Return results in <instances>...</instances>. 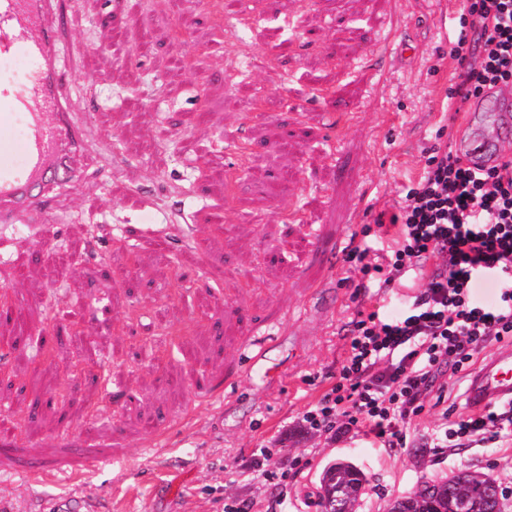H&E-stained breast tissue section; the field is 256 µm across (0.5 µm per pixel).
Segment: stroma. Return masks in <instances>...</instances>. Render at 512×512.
Masks as SVG:
<instances>
[{"instance_id": "obj_1", "label": "stroma", "mask_w": 512, "mask_h": 512, "mask_svg": "<svg viewBox=\"0 0 512 512\" xmlns=\"http://www.w3.org/2000/svg\"><path fill=\"white\" fill-rule=\"evenodd\" d=\"M216 0H70L62 70L95 166L39 223L0 231V295L20 338L0 367V466L12 512L81 499L101 512H224L277 491L242 472L257 449L302 455L288 512H322L332 460L360 467L358 512H384L423 478L478 470L512 512L511 448H434L426 406L404 448L329 441L296 423L330 386L358 305L398 313L403 290L359 299L342 259L313 251L391 211L431 148L491 132L448 107L461 0H256L237 25ZM252 150L238 153L240 142ZM276 333L266 382L242 343ZM240 372L233 407L196 379Z\"/></svg>"}]
</instances>
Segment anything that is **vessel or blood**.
Returning a JSON list of instances; mask_svg holds the SVG:
<instances>
[{"label": "vessel or blood", "mask_w": 512, "mask_h": 512, "mask_svg": "<svg viewBox=\"0 0 512 512\" xmlns=\"http://www.w3.org/2000/svg\"><path fill=\"white\" fill-rule=\"evenodd\" d=\"M64 0H0V228L33 223L58 186L92 167L82 123L71 112L59 66ZM507 138L457 142L475 161L500 157ZM22 165H15V154ZM269 343L243 346L248 371L273 377ZM470 408L512 399V354H498L476 371L468 387Z\"/></svg>", "instance_id": "obj_1"}]
</instances>
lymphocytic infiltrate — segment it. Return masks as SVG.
I'll return each instance as SVG.
<instances>
[{"label": "lymphocytic infiltrate", "mask_w": 512, "mask_h": 512, "mask_svg": "<svg viewBox=\"0 0 512 512\" xmlns=\"http://www.w3.org/2000/svg\"><path fill=\"white\" fill-rule=\"evenodd\" d=\"M470 35H459L453 97L479 100L512 84V0H464ZM374 243L346 250L361 274L356 294L376 296L410 271L424 277L399 315L357 307L347 324L335 382L304 411L299 426L336 438L354 432L386 448L407 445V426L444 372H471L490 344L512 346V164L475 166L433 150ZM491 284L495 299L477 298ZM512 441V401L437 426V448H487Z\"/></svg>", "instance_id": "lymphocytic-infiltrate-1"}]
</instances>
